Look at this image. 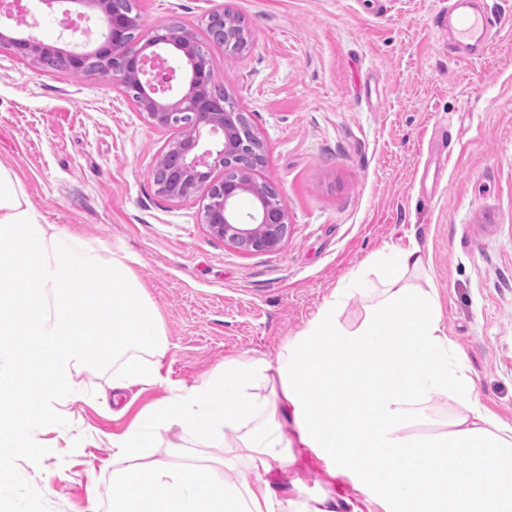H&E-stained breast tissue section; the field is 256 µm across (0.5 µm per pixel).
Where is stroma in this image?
<instances>
[{
    "mask_svg": "<svg viewBox=\"0 0 512 512\" xmlns=\"http://www.w3.org/2000/svg\"><path fill=\"white\" fill-rule=\"evenodd\" d=\"M139 37L177 23L193 32L215 84L266 145L258 180L288 205L277 250L240 251L204 222L202 199L174 201L153 183L184 129L153 126L123 89L95 75L36 70L0 47V164L21 179L44 221L123 256L170 342L162 374L191 385L224 360L274 356L334 289L370 275L385 247L430 260L443 321L481 402L512 425V0H473L504 23L489 52L449 44L441 0H134ZM60 0H29L0 26L92 48L103 30L82 9L70 29ZM240 18L250 47L225 53L209 14ZM445 176L433 180L435 168ZM68 444L46 434L43 465L19 475L32 512H89L112 481V448L166 386L116 391L88 371Z\"/></svg>",
    "mask_w": 512,
    "mask_h": 512,
    "instance_id": "1",
    "label": "stroma"
}]
</instances>
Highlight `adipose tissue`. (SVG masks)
<instances>
[{"label": "adipose tissue", "instance_id": "1", "mask_svg": "<svg viewBox=\"0 0 512 512\" xmlns=\"http://www.w3.org/2000/svg\"><path fill=\"white\" fill-rule=\"evenodd\" d=\"M369 265L377 284L350 281L364 300L357 323L341 322L335 293L275 357L170 383L163 321L129 265L43 223L0 165V512H28L18 473L41 464L37 434L65 436L92 366L111 367L116 389H168L110 440L107 512H361L330 487L314 498L297 481L272 488L273 469L304 449L367 484L385 512H512V428L456 359L424 253L382 249ZM440 401L449 413L430 416ZM202 448L224 454L206 464ZM231 464L251 479L226 483L218 472Z\"/></svg>", "mask_w": 512, "mask_h": 512}]
</instances>
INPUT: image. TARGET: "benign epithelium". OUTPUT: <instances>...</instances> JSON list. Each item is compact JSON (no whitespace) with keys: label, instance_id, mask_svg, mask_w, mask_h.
Returning a JSON list of instances; mask_svg holds the SVG:
<instances>
[{"label":"benign epithelium","instance_id":"obj_1","mask_svg":"<svg viewBox=\"0 0 512 512\" xmlns=\"http://www.w3.org/2000/svg\"><path fill=\"white\" fill-rule=\"evenodd\" d=\"M91 5L104 16L102 39L91 50H66L48 45L37 37L0 30V44L32 60L37 68L50 61L57 70L87 73L90 64L112 74V82L123 89L135 84L139 95L134 102L158 127L173 118H189V133L168 147L156 169L164 174V195L173 200L200 197L205 223L212 233L244 252H271L288 236V208L265 182L253 172L266 160L263 142L251 128L246 113L227 98L207 91L210 67L197 41L185 36L181 27L165 24L155 28L146 40L126 39L139 28V19L112 12V0H67ZM170 55L168 72L148 74L146 51ZM237 172L234 178L217 179L216 170ZM251 196L253 204L243 210L240 198Z\"/></svg>","mask_w":512,"mask_h":512}]
</instances>
